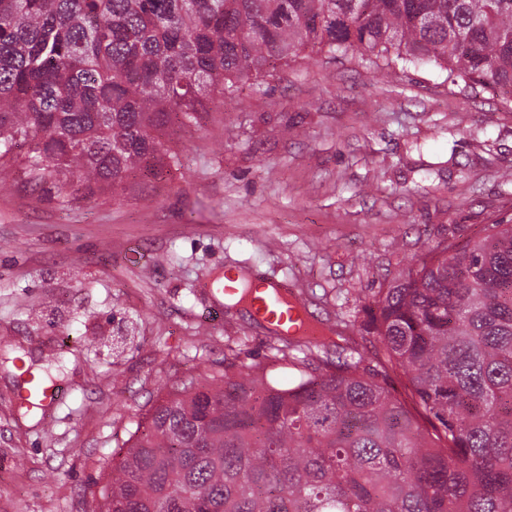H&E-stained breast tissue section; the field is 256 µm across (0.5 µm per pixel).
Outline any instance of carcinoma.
Returning a JSON list of instances; mask_svg holds the SVG:
<instances>
[{
	"label": "carcinoma",
	"mask_w": 512,
	"mask_h": 512,
	"mask_svg": "<svg viewBox=\"0 0 512 512\" xmlns=\"http://www.w3.org/2000/svg\"><path fill=\"white\" fill-rule=\"evenodd\" d=\"M308 49L512 95V0H0V166L41 200H116L177 163L173 119ZM369 311L434 435L356 349L287 346L152 406L100 512H512V224L429 249Z\"/></svg>",
	"instance_id": "1"
}]
</instances>
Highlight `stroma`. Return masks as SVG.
Listing matches in <instances>:
<instances>
[{"mask_svg": "<svg viewBox=\"0 0 512 512\" xmlns=\"http://www.w3.org/2000/svg\"><path fill=\"white\" fill-rule=\"evenodd\" d=\"M177 165L120 200L40 201L0 170V512H95L112 463L158 397L279 340L208 290L245 273L343 321L365 354L378 289L429 248L512 222V108L431 67L384 77L360 55L306 53L262 86L162 132ZM57 404L17 399L19 362Z\"/></svg>", "mask_w": 512, "mask_h": 512, "instance_id": "stroma-1", "label": "stroma"}]
</instances>
